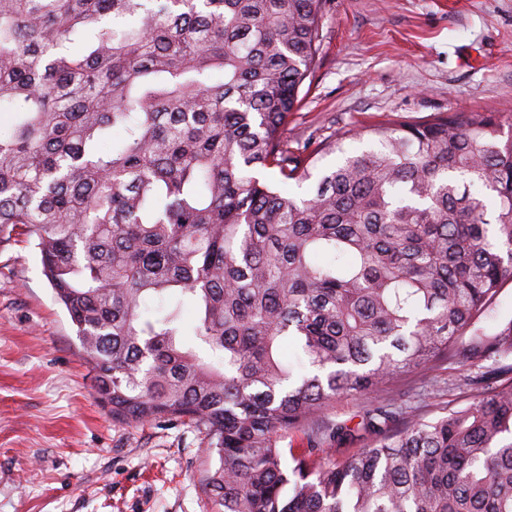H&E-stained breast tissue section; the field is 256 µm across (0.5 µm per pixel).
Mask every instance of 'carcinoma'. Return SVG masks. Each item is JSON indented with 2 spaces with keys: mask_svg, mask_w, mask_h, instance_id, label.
I'll list each match as a JSON object with an SVG mask.
<instances>
[{
  "mask_svg": "<svg viewBox=\"0 0 512 512\" xmlns=\"http://www.w3.org/2000/svg\"><path fill=\"white\" fill-rule=\"evenodd\" d=\"M321 4L0 0V243L36 241L112 418L202 430L214 512H512V383L430 420L387 399L325 456L355 434L336 398L512 357V318L477 326L512 283V132L448 112L292 146ZM386 396L379 393L362 397L345 396L336 399L326 416L333 422L344 423L351 428L359 427V431L352 439L333 442L332 445L326 447L331 448L328 450L329 457L338 459L348 457L355 453L358 448H364L370 443L372 440L371 434L361 429L365 414Z\"/></svg>",
  "mask_w": 512,
  "mask_h": 512,
  "instance_id": "carcinoma-1",
  "label": "carcinoma"
}]
</instances>
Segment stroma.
I'll return each instance as SVG.
<instances>
[{"label": "stroma", "mask_w": 512, "mask_h": 512, "mask_svg": "<svg viewBox=\"0 0 512 512\" xmlns=\"http://www.w3.org/2000/svg\"><path fill=\"white\" fill-rule=\"evenodd\" d=\"M319 56L288 137L320 142L379 122L492 112L512 130V0H322ZM457 366L407 374L394 388L431 418L470 403ZM76 328L42 273L34 242L0 244V512H211L205 436L170 419L114 420L98 400ZM378 395L336 399L355 428L344 458L370 443Z\"/></svg>", "instance_id": "stroma-1"}]
</instances>
